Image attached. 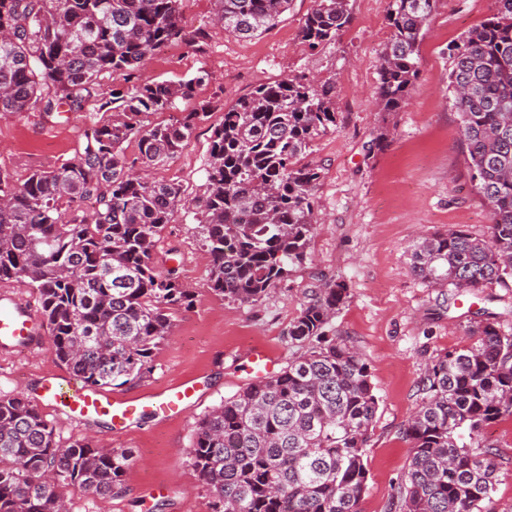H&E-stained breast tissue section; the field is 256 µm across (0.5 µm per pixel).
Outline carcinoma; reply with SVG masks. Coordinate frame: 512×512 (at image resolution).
<instances>
[{
	"mask_svg": "<svg viewBox=\"0 0 512 512\" xmlns=\"http://www.w3.org/2000/svg\"><path fill=\"white\" fill-rule=\"evenodd\" d=\"M217 2L224 33L240 39L267 31L290 4ZM492 2L448 44V91L491 232L485 240L450 229L412 244L413 272L435 287L512 286V0ZM435 4L389 0L383 112L406 102ZM350 22L349 0H316L299 36L315 49ZM2 28L1 114L38 103L47 114L90 105L119 118L85 126L76 157L52 170L22 183L0 172V282L37 293L52 353L73 376L100 389L137 382L170 334L172 310L191 307L193 295L154 261L181 187L143 176L124 143L137 141L144 169L174 158L207 109L153 126L143 117L178 110L207 73L142 83L135 70L155 51L197 38L183 33L179 0H0ZM103 73L123 83L105 92ZM335 128L334 86L305 76L261 83L224 109L198 202L216 296L253 303L305 262L321 181L305 158ZM89 198L97 209L79 214ZM346 299L345 283L322 281L288 330L300 354L197 421L188 455L211 491V512H358L378 397L368 362L330 335ZM478 315L466 329L477 343L438 355L420 380L421 402L403 431L411 455L391 503L400 512H489L502 456L481 430L512 417V332ZM131 459L84 435L62 447L26 396L0 397V512H68L66 485L119 496Z\"/></svg>",
	"mask_w": 512,
	"mask_h": 512,
	"instance_id": "obj_1",
	"label": "carcinoma"
}]
</instances>
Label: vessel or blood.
<instances>
[{
	"mask_svg": "<svg viewBox=\"0 0 512 512\" xmlns=\"http://www.w3.org/2000/svg\"><path fill=\"white\" fill-rule=\"evenodd\" d=\"M44 330L42 320L20 298L0 294L1 345H29ZM195 393L194 381L186 379L167 388L160 396L148 394L120 400L105 391L87 387L76 378L53 376L44 382L41 398L48 406L65 411L72 419L107 417L112 423L123 426L145 413L165 418L178 415Z\"/></svg>",
	"mask_w": 512,
	"mask_h": 512,
	"instance_id": "vessel-or-blood-1",
	"label": "vessel or blood"
}]
</instances>
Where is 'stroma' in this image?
<instances>
[{
    "mask_svg": "<svg viewBox=\"0 0 512 512\" xmlns=\"http://www.w3.org/2000/svg\"><path fill=\"white\" fill-rule=\"evenodd\" d=\"M389 0H350L351 22L335 43L308 49L298 37L314 0H292L279 22L262 35L240 40L215 21V0H181L182 25L206 37L200 47L174 42L139 71L144 82H176L206 70L208 78L181 111L207 107L187 147L156 179L180 185L184 201L157 243L154 260L191 288V308L173 312L174 325L150 373L115 388L118 396L159 392L184 377L197 395L177 418L147 416L116 429L105 418L78 422L44 409L60 445L84 433L94 445L130 452L124 494L100 500L74 487L64 490L69 512H211V492L188 460L196 422L225 397L254 382L248 353L267 350L284 366L297 348L288 328L321 279L344 281L348 298L332 333L366 358L379 400L366 451L369 472L359 512H390L404 478L410 443L405 424L420 403L419 381L438 354L467 344L465 328L478 308L512 325V288L492 285L463 292L428 287L408 256L420 237L451 227L486 239L490 209L470 180L460 118L448 95V44L489 12L491 0H437L419 46V75L406 104L383 115L376 99L382 51L390 37ZM332 82L336 128L315 140L310 161L322 167L317 226L308 258L267 295L251 304L217 298L203 248L198 202L206 193L210 137L224 109L254 86L287 76ZM85 110L46 116L39 108L0 115V171L23 182L33 172L74 158L86 125L111 120ZM389 145L372 147L380 133ZM65 368L48 342L0 348V397L24 393L39 401L42 381ZM506 463L497 472L490 512H512V418L485 426Z\"/></svg>",
    "mask_w": 512,
    "mask_h": 512,
    "instance_id": "35a3bbf8",
    "label": "stroma"
}]
</instances>
